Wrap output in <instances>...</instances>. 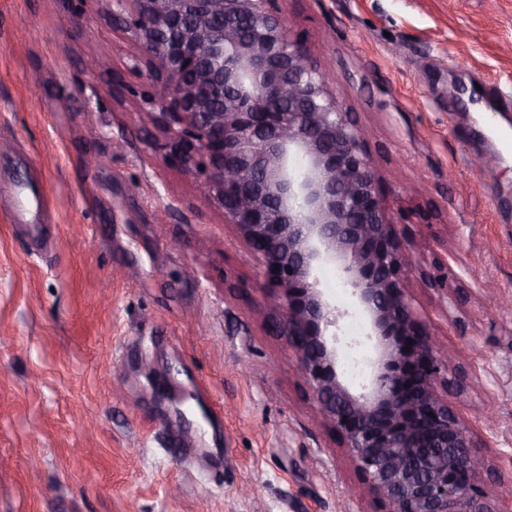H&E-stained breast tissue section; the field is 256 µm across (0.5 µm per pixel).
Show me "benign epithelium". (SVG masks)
<instances>
[{
    "instance_id": "1",
    "label": "benign epithelium",
    "mask_w": 512,
    "mask_h": 512,
    "mask_svg": "<svg viewBox=\"0 0 512 512\" xmlns=\"http://www.w3.org/2000/svg\"><path fill=\"white\" fill-rule=\"evenodd\" d=\"M149 82L132 96L164 134L165 163L197 176L262 266L273 334L298 363L321 419L384 512H512L490 507L471 425L448 399V368L407 280L419 243L400 231L360 129L332 78L290 34L275 0H107ZM336 267L365 322L367 375L337 371L336 308L317 272ZM422 282L441 309L463 301L446 258Z\"/></svg>"
}]
</instances>
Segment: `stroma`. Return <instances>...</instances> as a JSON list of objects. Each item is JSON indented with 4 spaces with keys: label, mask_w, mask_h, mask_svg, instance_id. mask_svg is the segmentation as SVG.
<instances>
[{
    "label": "stroma",
    "mask_w": 512,
    "mask_h": 512,
    "mask_svg": "<svg viewBox=\"0 0 512 512\" xmlns=\"http://www.w3.org/2000/svg\"><path fill=\"white\" fill-rule=\"evenodd\" d=\"M276 6L422 264L458 259L447 318L409 288L464 370L485 489L512 497V310L484 302L512 300V151L482 122L492 104L512 130V0ZM131 55L106 0H0V512H371L266 325L257 259L155 150Z\"/></svg>",
    "instance_id": "stroma-1"
}]
</instances>
